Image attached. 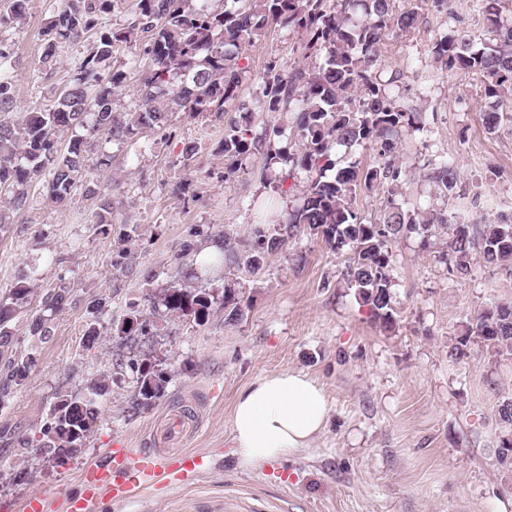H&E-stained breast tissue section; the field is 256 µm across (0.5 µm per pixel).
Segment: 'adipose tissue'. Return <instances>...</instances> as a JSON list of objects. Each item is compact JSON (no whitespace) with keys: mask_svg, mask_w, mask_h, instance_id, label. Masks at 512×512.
<instances>
[{"mask_svg":"<svg viewBox=\"0 0 512 512\" xmlns=\"http://www.w3.org/2000/svg\"><path fill=\"white\" fill-rule=\"evenodd\" d=\"M328 417L326 392L307 373L287 370L260 377L238 394L232 409L239 467L255 469L309 447Z\"/></svg>","mask_w":512,"mask_h":512,"instance_id":"1","label":"adipose tissue"}]
</instances>
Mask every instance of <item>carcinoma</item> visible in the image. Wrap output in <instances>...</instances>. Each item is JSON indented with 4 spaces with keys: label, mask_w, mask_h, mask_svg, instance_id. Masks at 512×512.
Instances as JSON below:
<instances>
[{
    "label": "carcinoma",
    "mask_w": 512,
    "mask_h": 512,
    "mask_svg": "<svg viewBox=\"0 0 512 512\" xmlns=\"http://www.w3.org/2000/svg\"><path fill=\"white\" fill-rule=\"evenodd\" d=\"M26 2L0 0V26L23 17ZM119 2L61 0L60 10L43 31L40 62L48 70L54 69L58 49L66 43H78L91 32L97 46L82 61L78 77L52 103L25 113L14 123L0 122V193L7 194L13 211L28 208L34 183L45 181L47 198L54 204L67 200L80 183L86 196L99 201L98 223H112L109 198L100 185L85 179L90 139L102 135L119 144L136 125H166L169 112L179 107L224 117L226 104L236 100L242 81L240 45L275 23L305 33L309 52H325L323 63L311 69H296L286 76L273 63L266 69L267 110L295 114L300 147L288 152L275 148L253 135L249 126L230 120L224 124V154L239 166L259 167L267 180L277 177L279 169L287 171L289 178L303 173L304 185L285 211L273 212L243 232L228 224L218 231L214 243L222 252L224 275H261L270 256L288 240L313 237L348 256L344 274L348 286L355 289L359 303L374 320L391 328L395 324L392 248L399 239L416 233L449 244L451 254L441 258L453 260L452 271L461 278L469 273L475 254L488 266L512 267V212L499 215L492 224L470 223L463 217L451 222L442 210L423 212L391 199L383 216L371 221L354 206L359 187L372 190L386 184L391 193L402 194L409 174L397 159L400 135L425 128L422 113L407 109L389 94L388 87L398 81L399 73H392L385 82L379 79L385 37L392 29L406 33L416 28L421 19L419 4L446 11L448 0H416L401 11L396 10L395 0H233L237 6L219 14L190 9L187 0H139L130 31L103 29L100 14ZM477 2L494 44L480 46L450 30L435 42L432 53L440 69L450 75L481 74L486 96L500 98L512 94V20L501 16L503 0ZM354 8L362 13L357 22L350 16ZM132 34L142 43L138 62L145 66L138 91L141 112L133 118L113 108L124 73L107 75L101 67ZM12 63V49L0 43V114L16 108ZM176 76L179 82L173 85ZM483 122L485 130L494 134L505 124L512 126V113L492 109L484 112ZM80 129L84 133H78ZM67 133L70 137L62 147L60 140ZM366 144L376 154L373 165L356 159L343 166L336 158L338 146ZM428 164L437 191L445 197L453 194L458 183L455 167L443 160L431 159ZM30 290L23 278L0 297V360L7 363L17 385L27 378L34 358L14 351L10 326L27 303ZM70 297L71 289L64 285L49 290L43 309L29 315V334L42 342L50 339L52 314L64 309ZM211 305L208 293L176 281L158 294L154 311L169 319L192 315L202 323ZM245 308L236 289L224 288L226 318L242 319ZM125 322L129 326H121L118 333L126 336L144 333L152 324L138 310L131 311ZM473 336L490 353L512 356V300L494 301L470 319L450 355L469 356ZM126 366L143 405L163 396L168 379L149 359L134 354ZM107 391L106 375L100 374L88 382L87 394L57 396L50 409L51 424L44 429L36 451L57 455L64 448L82 446L96 419L99 398ZM497 416L503 427L511 428L499 447L512 448V398L498 405Z\"/></svg>",
    "instance_id": "1"
}]
</instances>
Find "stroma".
Masks as SVG:
<instances>
[{
	"instance_id": "1",
	"label": "stroma",
	"mask_w": 512,
	"mask_h": 512,
	"mask_svg": "<svg viewBox=\"0 0 512 512\" xmlns=\"http://www.w3.org/2000/svg\"><path fill=\"white\" fill-rule=\"evenodd\" d=\"M61 0H28L22 19L0 27L14 51L17 112L51 103L77 75L93 38L62 46L51 75L40 63L42 32ZM487 40L476 8L451 14L423 8L419 26L391 34L383 47L387 68L400 70L394 95L425 113L426 130L410 131L399 160L411 172L403 197L423 209L455 213L475 205L480 223L496 220L512 198V130L483 127L484 78L445 75L431 49L447 30ZM140 45H121L105 72L123 71L113 96L119 112H135ZM248 71L228 118L253 134L276 132V145H293L292 115L264 107L263 75L270 62L282 73L317 66L300 32L270 25L242 44ZM195 154L184 160L185 144ZM455 166L459 197H440L429 181V159ZM87 176L105 188L112 221L96 222L95 200L74 189L51 204L42 184L26 210L12 214L0 237V296L19 278L32 284L29 307L66 285L69 304L53 316V336H30L26 316L12 324L15 347L37 363L20 385H8L0 365V512H22L41 492L50 501L79 490L86 470L112 444L160 448V432L186 416L179 447L204 457L192 479L141 489L126 501L101 499L97 512H512V478L495 461L503 435L500 402L512 396V358L487 353L480 342L456 359L450 346L468 318L488 303L512 299V273L472 259L466 277L440 259L441 245L412 235L394 248L396 324L381 327L362 307L343 273L345 259L321 240L290 241L270 257L261 276L241 279L248 303L242 320L224 318V277L202 267L218 255L213 236L224 224L257 223L265 201L286 206L288 195L263 182L259 168L234 167L224 155V125L209 112L177 111L166 126L137 127L122 144L93 139ZM196 243L193 259H178L182 243ZM206 289L214 300L206 323L193 318L158 323L146 336L118 335L131 309L149 313L152 297L172 281ZM99 334L88 338L89 326ZM148 355L166 372L164 395L141 404L121 359ZM302 370L326 390L329 421L311 446L254 470L239 468L231 447V414L238 392L263 375ZM104 374L109 391L82 448L47 457L34 446L62 393L84 392Z\"/></svg>"
}]
</instances>
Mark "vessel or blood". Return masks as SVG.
<instances>
[{"label": "vessel or blood", "instance_id": "1", "mask_svg": "<svg viewBox=\"0 0 512 512\" xmlns=\"http://www.w3.org/2000/svg\"><path fill=\"white\" fill-rule=\"evenodd\" d=\"M201 464V456L188 451L172 455L155 448H133L125 442H116L108 452L106 464L86 472L84 491L69 498L67 512H91L94 500L103 493L123 501L135 489L182 480Z\"/></svg>", "mask_w": 512, "mask_h": 512}]
</instances>
